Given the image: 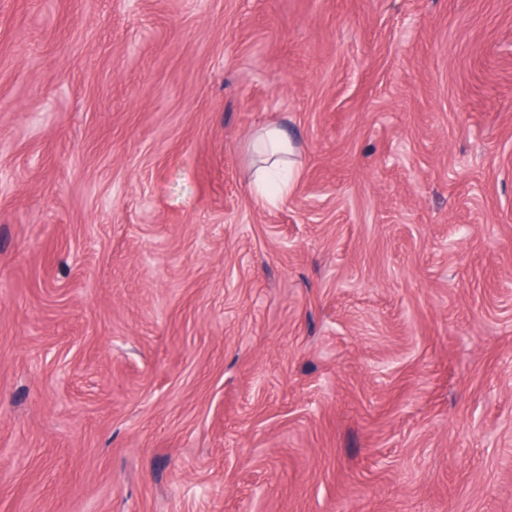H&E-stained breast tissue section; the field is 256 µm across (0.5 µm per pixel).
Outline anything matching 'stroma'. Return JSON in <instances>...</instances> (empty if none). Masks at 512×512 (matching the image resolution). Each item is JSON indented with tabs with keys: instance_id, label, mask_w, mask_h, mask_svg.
<instances>
[{
	"instance_id": "35a3bbf8",
	"label": "stroma",
	"mask_w": 512,
	"mask_h": 512,
	"mask_svg": "<svg viewBox=\"0 0 512 512\" xmlns=\"http://www.w3.org/2000/svg\"><path fill=\"white\" fill-rule=\"evenodd\" d=\"M0 512H512V0H0ZM250 148L266 155L262 164L255 169L252 188L264 203L273 205L294 189L295 169L293 162L288 159L293 154V146L280 128L268 126L257 132ZM282 171L288 172L287 179H273Z\"/></svg>"
}]
</instances>
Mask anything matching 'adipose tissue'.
<instances>
[{"label":"adipose tissue","instance_id":"1","mask_svg":"<svg viewBox=\"0 0 512 512\" xmlns=\"http://www.w3.org/2000/svg\"><path fill=\"white\" fill-rule=\"evenodd\" d=\"M251 148L264 156L253 174L252 188L264 203L275 204L295 186L293 146L280 128L268 126L257 132Z\"/></svg>","mask_w":512,"mask_h":512}]
</instances>
